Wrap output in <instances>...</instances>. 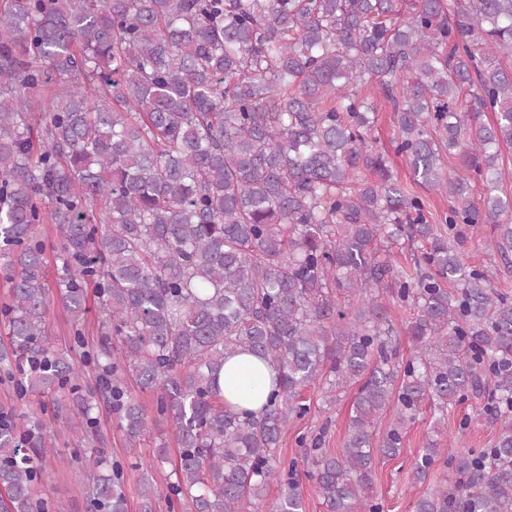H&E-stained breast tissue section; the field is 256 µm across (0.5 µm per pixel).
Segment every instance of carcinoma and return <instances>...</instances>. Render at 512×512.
Wrapping results in <instances>:
<instances>
[{
  "mask_svg": "<svg viewBox=\"0 0 512 512\" xmlns=\"http://www.w3.org/2000/svg\"><path fill=\"white\" fill-rule=\"evenodd\" d=\"M509 56L512 0H0V370L22 394L51 396L65 421L49 435L37 411L23 433L0 417V512H42V464L70 435L87 445L92 512H128L93 435L101 402L133 467L172 423L177 459L164 441L153 452L171 464L167 488L143 482L141 512L163 500L169 512H251L273 481L269 512H305L278 450L318 381L332 401L358 386L342 452L307 472L325 512H379L374 463L401 454L422 405L444 415L486 396L492 447L429 441L414 476L443 457L452 480L414 509L512 512V299L373 151L361 94L383 91L395 151L448 197L444 223L491 225L508 265ZM42 224L55 225L53 285ZM89 283L100 387L80 394L76 360L46 325L57 300L81 336ZM391 303L413 309L404 362ZM245 351L278 373L258 414L219 388L224 361ZM137 391L156 395L157 416Z\"/></svg>",
  "mask_w": 512,
  "mask_h": 512,
  "instance_id": "1",
  "label": "carcinoma"
}]
</instances>
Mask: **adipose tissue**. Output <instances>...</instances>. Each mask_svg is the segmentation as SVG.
I'll return each mask as SVG.
<instances>
[{
  "label": "adipose tissue",
  "mask_w": 512,
  "mask_h": 512,
  "mask_svg": "<svg viewBox=\"0 0 512 512\" xmlns=\"http://www.w3.org/2000/svg\"><path fill=\"white\" fill-rule=\"evenodd\" d=\"M220 384L227 403L257 411L272 388V372L253 355L240 353L225 362Z\"/></svg>",
  "instance_id": "obj_1"
}]
</instances>
